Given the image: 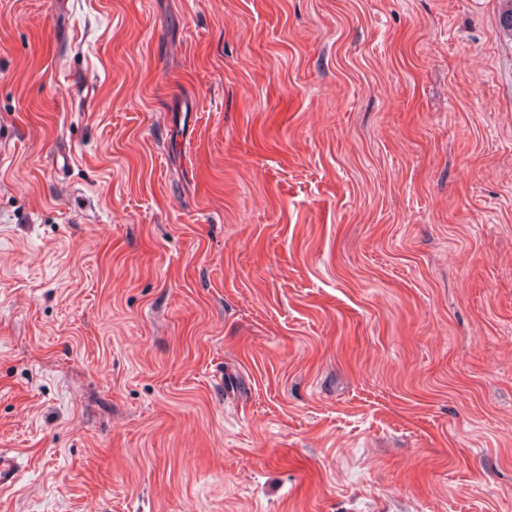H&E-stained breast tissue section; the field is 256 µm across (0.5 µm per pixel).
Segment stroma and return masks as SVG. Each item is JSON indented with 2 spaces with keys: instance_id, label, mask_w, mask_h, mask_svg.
Returning <instances> with one entry per match:
<instances>
[{
  "instance_id": "1",
  "label": "stroma",
  "mask_w": 512,
  "mask_h": 512,
  "mask_svg": "<svg viewBox=\"0 0 512 512\" xmlns=\"http://www.w3.org/2000/svg\"><path fill=\"white\" fill-rule=\"evenodd\" d=\"M0 512H512L499 0H0Z\"/></svg>"
}]
</instances>
